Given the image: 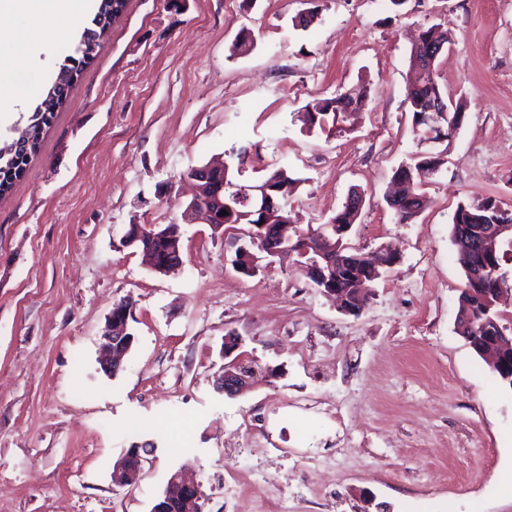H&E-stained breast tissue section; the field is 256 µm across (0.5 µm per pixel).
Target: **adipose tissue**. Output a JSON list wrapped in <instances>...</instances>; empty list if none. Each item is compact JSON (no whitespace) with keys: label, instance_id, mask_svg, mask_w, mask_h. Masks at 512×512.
Returning a JSON list of instances; mask_svg holds the SVG:
<instances>
[{"label":"adipose tissue","instance_id":"ef3b65f1","mask_svg":"<svg viewBox=\"0 0 512 512\" xmlns=\"http://www.w3.org/2000/svg\"><path fill=\"white\" fill-rule=\"evenodd\" d=\"M90 0H0V44L10 45L12 53L0 54V115L14 112L22 94L9 79L18 54L31 49V33L44 22H55L60 34L79 29Z\"/></svg>","mask_w":512,"mask_h":512}]
</instances>
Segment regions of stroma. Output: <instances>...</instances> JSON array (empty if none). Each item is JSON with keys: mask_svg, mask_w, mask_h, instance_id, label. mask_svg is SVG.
<instances>
[{"mask_svg": "<svg viewBox=\"0 0 512 512\" xmlns=\"http://www.w3.org/2000/svg\"><path fill=\"white\" fill-rule=\"evenodd\" d=\"M431 25L452 36L439 86L466 109L405 224L385 196L417 150L409 54ZM245 31L252 51L233 53ZM77 42L45 30L16 58L36 78L24 104ZM358 90L349 121L304 124L307 105ZM217 156L237 185L298 178L302 233L362 192L349 246L400 260L359 316L298 256L246 276L231 233L184 223L183 176ZM488 199L512 208V0H127L0 198V512H151L180 469L204 512H512V388L456 331L452 216ZM173 222L178 274L120 245L129 225ZM120 300L134 341L110 377L100 333ZM230 330L253 370L236 397L217 388ZM148 440L139 481L113 485Z\"/></svg>", "mask_w": 512, "mask_h": 512, "instance_id": "35a3bbf8", "label": "stroma"}]
</instances>
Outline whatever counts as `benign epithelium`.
I'll list each match as a JSON object with an SVG mask.
<instances>
[{"instance_id": "1", "label": "benign epithelium", "mask_w": 512, "mask_h": 512, "mask_svg": "<svg viewBox=\"0 0 512 512\" xmlns=\"http://www.w3.org/2000/svg\"><path fill=\"white\" fill-rule=\"evenodd\" d=\"M431 111L438 113L435 121L429 126L447 134L446 141L453 140L460 121L450 115V109L444 107L431 108ZM417 141L419 146L424 148V154H431L432 150L443 140H436L432 133L423 130L420 124L415 125ZM228 167L222 162H210L200 167L191 169L187 177L196 186V192L186 207L187 217L199 224H208L216 227L224 223V216L221 211L233 212L228 204ZM273 189L269 184L260 182L251 185L240 195V204L249 207L254 216H259L262 222L255 225L260 238V250L268 257H275L282 253L291 251L288 245L287 224H273L267 218L268 209L274 206L272 197ZM469 229L460 226L461 238L465 239L469 249H474L488 259L494 258L499 245L505 241L512 240V224H484L477 230V235L467 238ZM167 241L172 247L163 249L161 242ZM181 225L153 224L141 229L139 227L128 230L121 238V245L126 248H134L144 253L149 261L150 268L156 273L168 274L181 266L180 259ZM312 257L305 267V273L309 274L316 282V288L326 296L336 298L339 311L348 315H359L365 306V295L362 287L366 280H356L344 288H338L327 284L324 274V264H332L333 255L343 254V247L336 246L327 248L323 241L319 240L313 245ZM399 261V256L386 250L377 254L368 261L373 269L383 270L393 267ZM503 293V287L492 290L478 289L469 291L472 302L460 310L459 317L467 320L471 309L477 305H496L497 300ZM131 309L124 301L113 304L109 313L105 329L103 331V348L106 357L102 362L103 370L108 373L117 372L122 364L124 354L130 349L132 343L131 334L128 333L131 319ZM487 335L474 336L469 339L475 351L489 359L492 368L500 377L509 381L512 380V336L495 335L494 327L485 323ZM239 347V336L233 332L224 338V357L231 358L232 353ZM239 361L231 358L224 365V374L218 382L219 390L224 394L234 397L246 391L250 385L252 371L238 368ZM150 450L135 445L128 449L114 472L115 483L119 486H130L134 484L143 469L144 462ZM161 500L169 502L177 500L182 505V512H203L204 494L199 485L186 481L178 472L174 473L168 482L166 491Z\"/></svg>"}]
</instances>
